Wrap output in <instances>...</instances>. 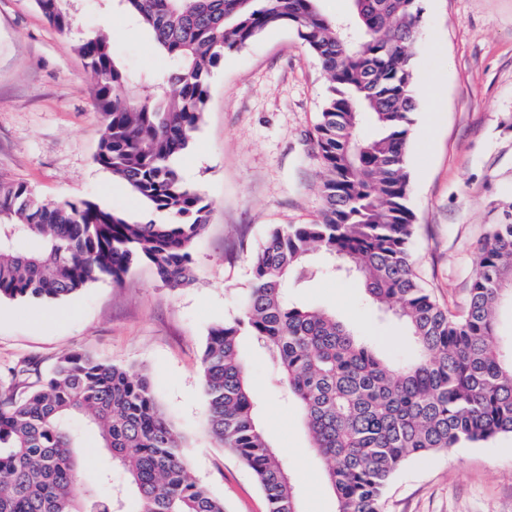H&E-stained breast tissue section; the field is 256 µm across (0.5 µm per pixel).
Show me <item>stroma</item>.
<instances>
[{"mask_svg":"<svg viewBox=\"0 0 512 512\" xmlns=\"http://www.w3.org/2000/svg\"><path fill=\"white\" fill-rule=\"evenodd\" d=\"M413 44L416 129L407 147L410 250L421 283L462 314L479 242L512 223V0H419ZM70 27H51L34 0H0V179L43 200L88 199L148 218L95 155L103 119L77 48L108 31L118 61L145 76L169 61L122 0H65ZM328 82L286 27L263 31L215 69L204 119L176 161L211 203L194 250V280L172 289L146 263L121 283L105 280L61 302L0 301V379L27 360L48 374L65 354L86 353L148 375L183 437L191 476L227 512H267L250 471L205 428L200 356L209 329L236 316L250 257L277 225L308 224L322 207L315 148ZM432 123L431 143L419 128ZM299 304L335 309L357 335L394 359L412 345L391 313L370 305L359 282L321 276L291 289ZM261 422L288 463L301 512H336L325 460L309 448L294 402L284 400L265 353L245 345ZM383 512H512V437L408 461Z\"/></svg>","mask_w":512,"mask_h":512,"instance_id":"35a3bbf8","label":"stroma"}]
</instances>
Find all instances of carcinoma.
Here are the masks:
<instances>
[{"label": "carcinoma", "instance_id": "1", "mask_svg": "<svg viewBox=\"0 0 512 512\" xmlns=\"http://www.w3.org/2000/svg\"><path fill=\"white\" fill-rule=\"evenodd\" d=\"M330 16L320 0H123L171 69L134 77L109 37L83 41L104 119L96 162L154 213L134 221L89 200L49 203L0 182V300L62 301L92 283L120 282L141 263L181 288L211 204L176 166L206 111L214 69L274 27L292 28L319 61L329 95L315 127L323 206L310 224L272 229L250 258L238 314L210 328L200 364L206 425L252 472L268 512H300L287 462L258 421L241 355L263 348L297 404L311 448L326 459L336 512H382L385 488L410 459L512 436V353L498 346L496 311L512 284V223L478 249L466 310L440 306L414 272L406 153L416 102L412 45L418 0H351ZM63 30L61 0H35ZM322 254L329 268L311 264ZM319 273L361 279L366 297L405 325L414 355L385 358L330 310L289 301ZM22 364L0 388V512H226L189 474L182 437L150 379L82 353L51 375ZM86 433L110 464L81 486L75 454ZM124 477L112 485V470Z\"/></svg>", "mask_w": 512, "mask_h": 512}]
</instances>
